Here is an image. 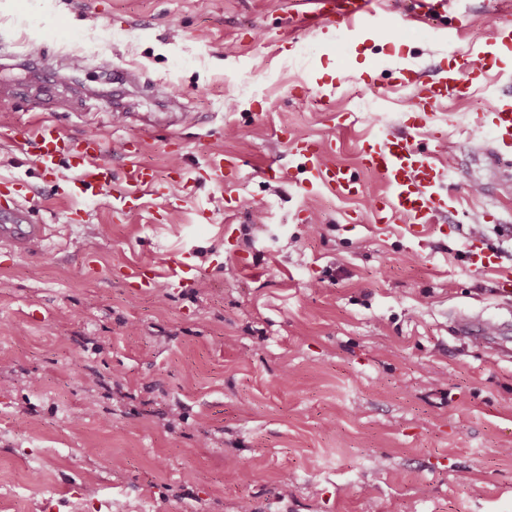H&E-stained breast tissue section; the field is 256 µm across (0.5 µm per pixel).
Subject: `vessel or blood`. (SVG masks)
<instances>
[{"instance_id": "1", "label": "vessel or blood", "mask_w": 512, "mask_h": 512, "mask_svg": "<svg viewBox=\"0 0 512 512\" xmlns=\"http://www.w3.org/2000/svg\"><path fill=\"white\" fill-rule=\"evenodd\" d=\"M314 10L304 13L309 27L320 30H340L360 36L379 31L381 23L375 15L373 0H313ZM446 68L431 77L422 72L403 68L398 84L409 90L408 109L416 117L410 127L427 130L438 122L436 108L451 98L465 96L470 89L482 83V76L472 74L466 60L457 51H449ZM491 129L495 147L493 156L512 148V93L499 96L491 106ZM0 137L12 142L17 150L35 162L43 174L54 175L59 169L72 172L69 184L57 186L60 195L81 193L99 195L112 193V210L126 213L140 208L145 196H174L191 193L198 184L212 174L235 180L240 172L239 160L233 155L213 154L206 166L194 177L180 178L176 183L161 182L152 168L139 159L141 141L123 148V175L115 177L112 163L107 160L104 143L94 133L70 137L48 122L36 123L32 131L17 135L8 126H0ZM332 140L306 139L292 143L291 154L300 166L299 186L305 192L327 191L340 199H354L364 194L365 185L359 174L368 171L381 180L383 191L372 195L368 214L352 215L355 224L394 223L403 218L409 234L424 237L438 217L448 215L455 207L448 193L447 173L431 151L413 148L407 137L382 132L361 139L358 161L350 166L328 161L327 152L333 151ZM46 227L37 223L31 210L22 200H11L0 207V245L10 253H24L31 245L44 239ZM465 252L471 267L479 271L495 270L499 256L487 241H469ZM171 288L184 289L197 278V269L190 256H182L167 271ZM491 319L483 314H460L456 321L459 336L493 343L486 329Z\"/></svg>"}]
</instances>
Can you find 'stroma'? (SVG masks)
Wrapping results in <instances>:
<instances>
[{
	"mask_svg": "<svg viewBox=\"0 0 512 512\" xmlns=\"http://www.w3.org/2000/svg\"><path fill=\"white\" fill-rule=\"evenodd\" d=\"M407 6L378 0L398 32L354 40L292 25L294 0H0V124L21 134L40 111L109 148L140 138L162 180L211 153L241 160L237 180L146 198L115 222L111 194L54 196L69 171L43 176L0 140V176L19 178L50 226L25 255L0 249V512H512V457L499 453L512 447V362L451 328L459 313L512 322L497 294L512 272V152L495 176L484 155L512 54L487 87L439 108L459 203L423 241L399 224L351 223L381 187L374 176L342 200L288 174L292 139H333L335 161L351 164L357 137L401 131L408 93L394 67L434 73L448 44L483 53L497 10L512 14V0H452L425 31L402 25ZM112 31L122 39L103 40ZM28 54L51 87L21 69ZM105 58L137 73L118 124ZM314 66L339 74L326 108L299 93ZM368 76L380 93L360 88ZM350 113L357 123L343 127ZM262 155L286 176L265 177ZM476 224L498 270L465 258ZM185 251L200 276L175 292L165 271ZM136 263L159 270L153 288L132 286ZM234 466L246 481L226 480Z\"/></svg>",
	"mask_w": 512,
	"mask_h": 512,
	"instance_id": "obj_1",
	"label": "stroma"
}]
</instances>
